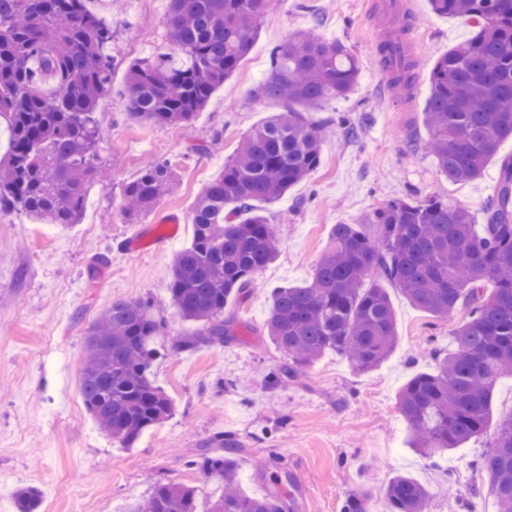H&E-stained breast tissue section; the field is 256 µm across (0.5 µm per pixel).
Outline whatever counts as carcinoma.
<instances>
[{
    "instance_id": "cac0c4a2",
    "label": "carcinoma",
    "mask_w": 512,
    "mask_h": 512,
    "mask_svg": "<svg viewBox=\"0 0 512 512\" xmlns=\"http://www.w3.org/2000/svg\"><path fill=\"white\" fill-rule=\"evenodd\" d=\"M271 0H169L170 50L132 63L126 72L132 119L186 124L250 53ZM438 16L474 23L475 34L440 56L430 73L423 114L430 152L454 183L479 178L501 141L512 139V0H429ZM112 29L86 0H0V117L7 116L9 151L0 159V210L18 209L46 224L71 227L84 215L87 187L98 177L100 127L94 117L112 81L115 56L106 53ZM414 63L392 83L408 89ZM359 63L341 42L311 33L289 37L271 51L256 95L281 103L247 134L198 198L189 247L176 252L167 284L186 321L199 325L172 344L175 353L234 335L221 315L230 297L249 287L275 258L274 225L254 209L286 195L318 165L320 129L313 112L348 96ZM51 81V96L38 92ZM175 171L156 161L122 195L134 220L171 190ZM499 190L485 206L482 232L469 211L430 196L394 199L373 211L370 236L355 224H336L331 246L302 287L274 289L266 328L288 361L273 373L288 381L328 351L347 356L359 371L395 350L394 310L375 276L395 283L416 307L442 319L458 308L455 349L435 358L430 372L401 389V411L412 445L431 458L486 430L498 382L512 377V157L501 161ZM493 291L484 293L485 282ZM163 329L151 307L115 300L88 330L81 372L85 404L98 427L122 447L172 415L169 396L149 375L154 342ZM206 450L197 465L223 487L209 512H284L282 497H246L237 484V449ZM479 468L488 475L498 512H512V412L501 418ZM387 512H428L429 493L417 479L397 475L384 491ZM370 495H346L341 512H370ZM195 489L171 482L150 486L128 512H196ZM18 512H36L39 492L16 494Z\"/></svg>"
}]
</instances>
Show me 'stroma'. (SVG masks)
<instances>
[{"label":"stroma","instance_id":"stroma-1","mask_svg":"<svg viewBox=\"0 0 512 512\" xmlns=\"http://www.w3.org/2000/svg\"><path fill=\"white\" fill-rule=\"evenodd\" d=\"M376 2L274 0L251 52L205 108L190 124L159 126L129 119L125 72L130 62L166 50L168 0H88L111 25L116 50L111 90L96 113L108 179L89 185L84 217L69 229L0 211V512H18L15 494L23 486L38 490L37 512H127L158 480L195 488L196 506L205 512L218 490L194 462L220 436L240 450L241 492L281 493L285 512H340L354 490L370 492L371 512H385V487L401 473L428 489L429 512H496L477 466L495 438L494 423L434 462L410 445L398 394L414 374L431 370L435 351L452 349L451 321L417 308L395 284L385 288L398 343L380 366L361 372L329 352L294 382L269 381L283 361L265 330L272 292L310 280L334 225L360 224L376 235L367 216L406 195L439 197L483 224L484 205L497 187V161L512 156L508 139L480 179L453 183L432 157L410 149L411 139L425 135L435 61L474 29L433 14L428 0H402L416 23L420 60L410 91L387 89L374 42L384 29ZM303 32L344 43L359 61L358 83L349 96L317 110L324 122L321 158L309 178L286 196L255 205L279 229V254L225 307L236 336L172 352L173 339L196 329L166 291L175 252L193 238L194 204L239 141L280 111L278 102L254 90L271 49ZM343 114L362 127L359 139H348L337 124ZM158 160L173 165L175 184L151 213L129 223L121 188ZM116 299L150 302L164 320L152 378L174 404L173 416L130 448L99 429L80 383L86 329ZM477 486L484 489L478 500L471 496Z\"/></svg>","mask_w":512,"mask_h":512}]
</instances>
